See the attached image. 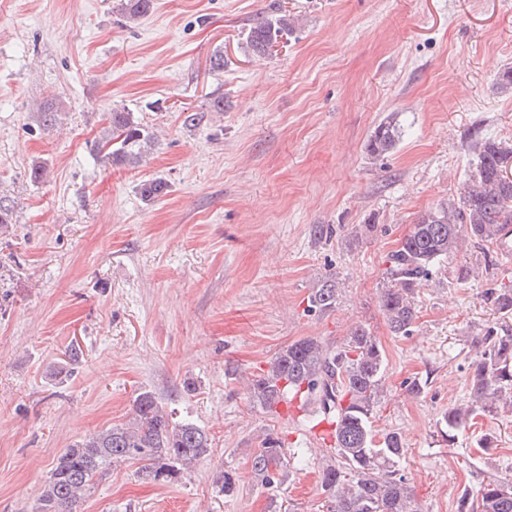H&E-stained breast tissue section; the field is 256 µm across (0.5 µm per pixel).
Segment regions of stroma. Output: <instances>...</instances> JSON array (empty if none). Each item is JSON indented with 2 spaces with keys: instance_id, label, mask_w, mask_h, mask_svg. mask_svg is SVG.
<instances>
[{
  "instance_id": "35a3bbf8",
  "label": "stroma",
  "mask_w": 512,
  "mask_h": 512,
  "mask_svg": "<svg viewBox=\"0 0 512 512\" xmlns=\"http://www.w3.org/2000/svg\"><path fill=\"white\" fill-rule=\"evenodd\" d=\"M118 3L0 0V196L14 205L0 229V512H33L60 453L127 421L145 390L206 430L209 456L160 481L112 465L81 512H327L312 409L271 415L247 383L288 344L338 346L358 325L386 357L373 426L400 434L420 512H456L462 490L512 479V412L452 446L441 423L468 399L474 338L501 319L485 294L512 280L505 259L472 244L437 266L410 336H393L380 309L386 255L458 196L472 141L512 139V91L498 87L512 0H156L133 28ZM282 12L294 30L272 54L246 52L250 27ZM218 91L223 111H207ZM47 100L51 129L36 109ZM114 108L158 135L137 167L95 151ZM196 111L201 126L185 127ZM392 114L402 137L372 158L369 136ZM156 177L167 194L142 200ZM318 224L331 235L315 237ZM463 265L490 271L462 283ZM331 276L335 309L309 310ZM271 433L288 460L273 490L251 471Z\"/></svg>"
}]
</instances>
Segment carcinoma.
<instances>
[{"instance_id": "1", "label": "carcinoma", "mask_w": 512, "mask_h": 512, "mask_svg": "<svg viewBox=\"0 0 512 512\" xmlns=\"http://www.w3.org/2000/svg\"><path fill=\"white\" fill-rule=\"evenodd\" d=\"M154 8V0H124L125 22L134 25ZM296 20L279 14L255 23L246 37L247 50L269 54ZM97 151L114 166L135 167L157 143L154 132L135 113L114 109ZM401 137L396 116L390 115L373 130L367 152L379 158L392 151ZM475 171L457 198L441 202L419 214L398 247L385 257L381 309L391 333L412 334L417 319L416 295L437 265L459 252L463 245L496 242L501 228L512 224V143L481 139L475 142ZM147 201L168 192V184L153 178L140 184ZM339 282L324 279L312 289L309 308L321 312L336 308ZM503 315L512 314V285L487 293ZM469 400L448 409L442 422L448 444L476 425V419L494 416L500 405L512 407V326L485 328L473 343ZM385 355L376 337L363 327L351 330L339 347L316 338H302L280 349L266 368L252 376L250 401L269 413L294 394L313 406L321 420L331 425L334 461L325 464L321 484L331 500L330 512H418L406 478L397 466L404 455L401 437L389 432L377 438L372 427L375 405L382 390ZM134 414L125 423L112 424L75 441L54 463L40 488L34 512H78L95 486V480L116 463L135 460L146 480L172 478L182 468L210 454L211 438L201 427L174 417L150 391L134 399ZM252 473L272 488L287 477L281 439L270 434L252 460ZM457 512H512V481L490 480L476 492L464 491Z\"/></svg>"}]
</instances>
